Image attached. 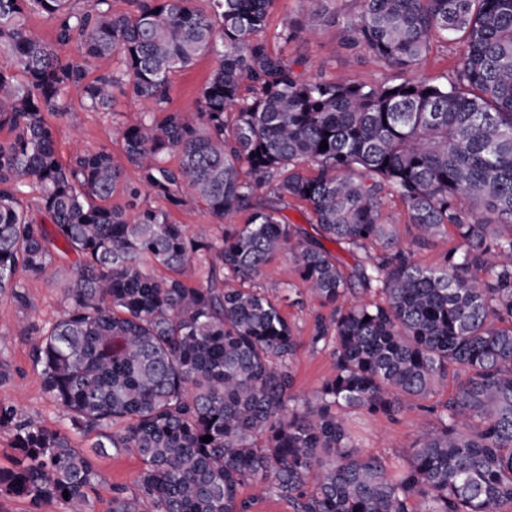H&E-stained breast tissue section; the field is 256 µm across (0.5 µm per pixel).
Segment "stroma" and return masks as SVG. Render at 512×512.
I'll return each instance as SVG.
<instances>
[{"label": "stroma", "mask_w": 512, "mask_h": 512, "mask_svg": "<svg viewBox=\"0 0 512 512\" xmlns=\"http://www.w3.org/2000/svg\"><path fill=\"white\" fill-rule=\"evenodd\" d=\"M360 9L361 0H274L268 14V32L282 30L313 11L319 14L320 22L314 32L301 34L286 43L274 40L270 46L288 61H301L300 71L308 78L345 77L368 85L450 80L461 52L460 45L453 42L434 41L428 59L408 71L389 67L364 50H350L344 42V27ZM217 63L216 56L206 55L175 72L169 88L172 107L193 111L199 91ZM68 102V115L55 123L57 145L65 159L102 146L111 148L113 155H120L119 121L135 118L150 109L148 102L120 96L112 114L96 112L83 106L80 93L74 89L68 94ZM74 261L71 255L57 260L59 275L54 281L24 277L23 301L0 298V362L7 366V377L0 381V399L13 402L40 425L70 434L77 447L86 449L92 443L91 437L71 433L61 407L44 392L41 369L32 358L35 345L41 341L40 330L49 328L66 309L63 285L74 272ZM25 326L31 327V334H22ZM332 372L333 360L328 353L301 347L295 361L296 394L312 395ZM347 424L364 452L394 462L420 431L431 426L432 420L421 410L409 408L394 417L353 411L347 415ZM96 468L103 485L93 510L108 512L113 487H132L141 461L133 453H110L97 457Z\"/></svg>", "instance_id": "35a3bbf8"}]
</instances>
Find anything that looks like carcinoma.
Listing matches in <instances>:
<instances>
[{
    "instance_id": "obj_1",
    "label": "carcinoma",
    "mask_w": 512,
    "mask_h": 512,
    "mask_svg": "<svg viewBox=\"0 0 512 512\" xmlns=\"http://www.w3.org/2000/svg\"><path fill=\"white\" fill-rule=\"evenodd\" d=\"M71 2L0 0V297L24 299L17 271L52 278L76 256L33 358L47 396L97 439L76 448L1 400L18 457L0 495L92 512L95 455L110 448L142 469L108 512H250V483L293 512H512V0H362L345 41L393 68L417 67L436 37L462 44L447 84L377 86L301 78L265 36L273 0ZM32 13L77 54L32 33ZM208 53L194 115L171 107V76ZM112 56L119 71L90 77ZM73 88L91 110L118 94L152 104L119 129L135 180L107 146L59 160L49 118ZM391 200L410 247L383 220ZM291 202L311 229L283 214ZM191 205L220 234L171 221ZM450 231L459 244L436 263L414 259ZM327 242L366 261L350 269ZM281 253L302 284L284 299L328 309L307 345L334 373L309 398L294 393L293 324L244 287ZM413 406L433 424L395 465L344 418Z\"/></svg>"
}]
</instances>
